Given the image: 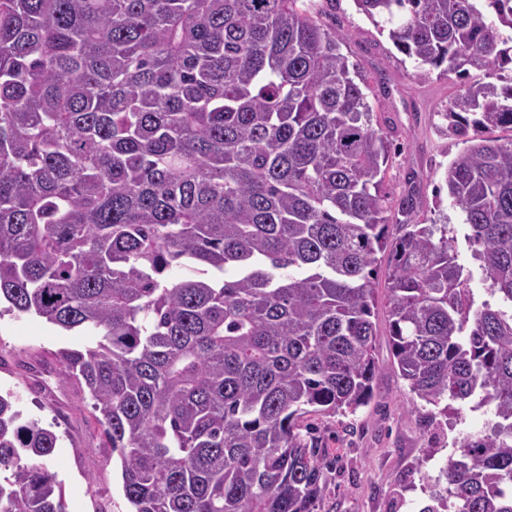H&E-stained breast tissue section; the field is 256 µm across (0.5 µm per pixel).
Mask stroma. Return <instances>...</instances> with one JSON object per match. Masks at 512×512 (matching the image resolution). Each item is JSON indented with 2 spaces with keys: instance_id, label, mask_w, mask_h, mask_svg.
Wrapping results in <instances>:
<instances>
[{
  "instance_id": "1",
  "label": "stroma",
  "mask_w": 512,
  "mask_h": 512,
  "mask_svg": "<svg viewBox=\"0 0 512 512\" xmlns=\"http://www.w3.org/2000/svg\"><path fill=\"white\" fill-rule=\"evenodd\" d=\"M316 5L335 13L337 28L348 34L344 52L370 72L371 103L384 133L399 146L389 161L388 192L396 199L409 187L419 190L426 201L419 222L447 225L460 262L472 273L470 288L477 299H488L489 283L471 256L461 213L447 194L435 192L460 150L441 132L437 117L459 81L436 70L419 77L414 61L398 52L353 0H316ZM373 286L378 370L372 397L356 413L313 421L318 435L338 451L326 472L319 512H419L434 490L435 463L446 460L466 436L487 433L494 421L489 410L466 405L449 416L436 415L433 406L411 392L392 356L386 270H379ZM88 341L81 331H59L42 318L7 311L1 304L0 393H13L24 419L59 435L45 466L62 481L68 512H128L120 467L110 449L99 445L88 396L47 371L51 351Z\"/></svg>"
}]
</instances>
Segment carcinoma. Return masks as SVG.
Returning <instances> with one entry per match:
<instances>
[{
	"mask_svg": "<svg viewBox=\"0 0 512 512\" xmlns=\"http://www.w3.org/2000/svg\"><path fill=\"white\" fill-rule=\"evenodd\" d=\"M354 3L465 80L443 181L494 306L420 194L391 204L370 77L314 0H0V300L90 336L52 357L132 512H316L307 417L371 397L384 253L410 390L498 418L420 512H512V0ZM58 441L0 394V512H68Z\"/></svg>",
	"mask_w": 512,
	"mask_h": 512,
	"instance_id": "1",
	"label": "carcinoma"
}]
</instances>
